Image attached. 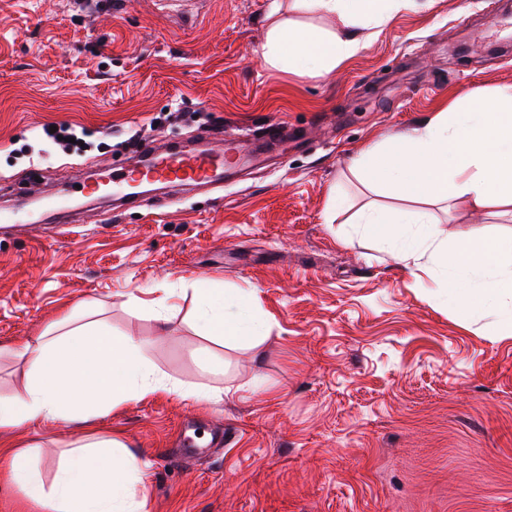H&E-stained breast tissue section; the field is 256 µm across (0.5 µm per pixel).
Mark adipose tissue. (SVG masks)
Here are the masks:
<instances>
[{
  "instance_id": "ef3b65f1",
  "label": "adipose tissue",
  "mask_w": 512,
  "mask_h": 512,
  "mask_svg": "<svg viewBox=\"0 0 512 512\" xmlns=\"http://www.w3.org/2000/svg\"><path fill=\"white\" fill-rule=\"evenodd\" d=\"M411 0H292V8L337 16L343 34L322 32L290 19L273 18L262 58L274 68L300 76H322L363 44L359 20L378 24ZM355 176L380 184L403 208H367L358 221L380 236L401 258H429L444 270L459 307L512 301V238L470 234L448 247L430 227L428 203L445 201L474 210H494L512 219V85L477 103L436 113L411 133L386 139L352 166ZM195 326L202 337L223 342L242 337L240 308L251 294L220 288L196 291ZM76 305L62 321L11 346L27 367L19 393L0 398V460L25 495L44 512H141L140 464L120 438L89 435L74 442L55 482L44 486L29 463L31 448L4 440L27 424L81 425L111 413L132 397L165 392L209 398V391L170 381L148 362V341L116 338L100 322L83 321Z\"/></svg>"
}]
</instances>
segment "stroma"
Masks as SVG:
<instances>
[{"label": "stroma", "mask_w": 512, "mask_h": 512, "mask_svg": "<svg viewBox=\"0 0 512 512\" xmlns=\"http://www.w3.org/2000/svg\"><path fill=\"white\" fill-rule=\"evenodd\" d=\"M272 0H0V200L60 199L67 224L0 223V397L24 366L4 347L77 304L151 365L209 391L132 398L92 421L143 472L144 512H512V333L506 304L459 308L354 223L400 201L356 178L362 151L512 85V0H415L327 76L262 58ZM279 122L270 142L262 129ZM69 125L62 146L49 129ZM247 140L218 188L150 186L117 210L74 183L163 154ZM345 204L335 222L331 193ZM442 238L512 222L439 202ZM253 291L260 344L194 327V289ZM180 289L168 322L150 307ZM224 433L194 452L188 420ZM52 485L72 437L25 425Z\"/></svg>", "instance_id": "obj_1"}]
</instances>
